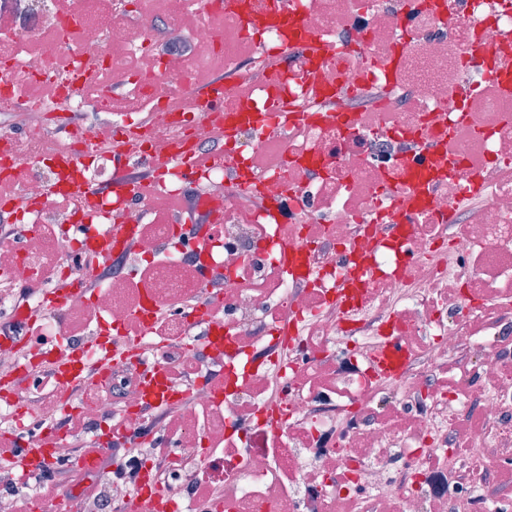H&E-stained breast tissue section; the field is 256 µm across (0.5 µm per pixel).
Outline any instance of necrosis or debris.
<instances>
[{
    "label": "necrosis or debris",
    "instance_id": "4bbe7bcc",
    "mask_svg": "<svg viewBox=\"0 0 512 512\" xmlns=\"http://www.w3.org/2000/svg\"><path fill=\"white\" fill-rule=\"evenodd\" d=\"M0 0V179L25 207L0 266V323L77 285L50 336L96 350L70 317L127 327L134 298L167 304L165 329L133 338L137 359L113 367L106 393H39L23 366L41 352L0 351V425L40 398L45 420L90 429L118 415L132 481L105 487L124 512L164 467L167 512H512L493 464L512 461V0ZM224 60V112H300L239 144L215 142L219 116L189 120V94L209 59ZM141 114L136 165L112 152ZM207 153L195 184L179 169L154 181L151 161L176 145ZM152 183L150 196L114 182ZM281 180L276 201L264 187ZM471 187L478 207L456 201ZM202 217L205 259L220 289L189 273L171 246L172 199ZM83 224L139 227L100 254ZM298 243L294 272L277 245ZM94 279L93 295L81 291ZM423 345L397 373L375 368L387 337ZM249 369L224 395L210 377L228 356ZM192 367L165 378L180 430L147 418L142 365ZM456 367L466 389L449 390ZM479 426L464 429L468 413ZM167 438L179 456L148 461ZM218 487L196 500L189 488Z\"/></svg>",
    "mask_w": 512,
    "mask_h": 512
}]
</instances>
